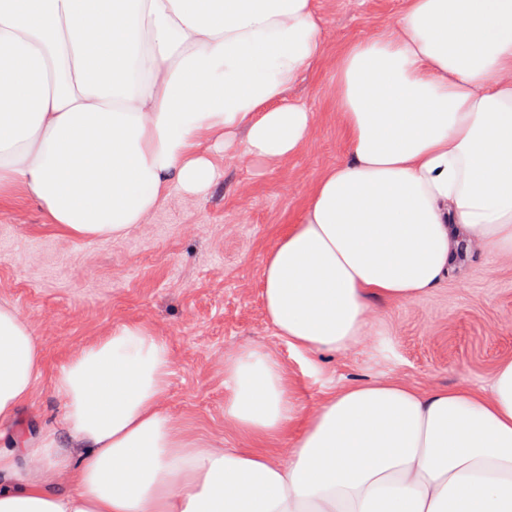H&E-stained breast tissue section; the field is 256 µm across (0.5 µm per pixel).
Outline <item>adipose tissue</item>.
<instances>
[{
    "instance_id": "obj_1",
    "label": "adipose tissue",
    "mask_w": 512,
    "mask_h": 512,
    "mask_svg": "<svg viewBox=\"0 0 512 512\" xmlns=\"http://www.w3.org/2000/svg\"><path fill=\"white\" fill-rule=\"evenodd\" d=\"M325 53L315 0H0V206L123 237L208 190L229 135L297 153L314 114L288 92ZM332 92L346 155L262 264L267 321L307 354L364 342L374 302L431 293L471 244L512 254V0H403L337 53ZM43 361L0 301V425ZM171 369L140 320L79 347L52 379L58 426L0 434V512H512V360L486 395L379 379L307 411L281 359L243 346L224 357L242 448L164 410Z\"/></svg>"
}]
</instances>
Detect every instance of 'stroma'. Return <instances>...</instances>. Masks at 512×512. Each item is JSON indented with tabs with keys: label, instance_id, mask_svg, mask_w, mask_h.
<instances>
[{
	"label": "stroma",
	"instance_id": "stroma-1",
	"mask_svg": "<svg viewBox=\"0 0 512 512\" xmlns=\"http://www.w3.org/2000/svg\"><path fill=\"white\" fill-rule=\"evenodd\" d=\"M326 56L290 89L315 114L308 142L278 163L215 155L220 176L206 193H172L145 223L113 240L68 236L30 202L0 210V300L41 340L46 361L30 402L7 433L58 424L52 388L59 366L113 323L141 320L171 344L164 403L177 422L219 448L244 440L224 421V356L263 346L282 359L305 409L335 387L377 378L420 390H488L512 359V256L473 246L432 293L375 302L376 336L341 354L299 355L275 336L261 298L262 261L299 219L326 168L346 153L331 93L342 45L396 19L402 0H316Z\"/></svg>",
	"mask_w": 512,
	"mask_h": 512
}]
</instances>
